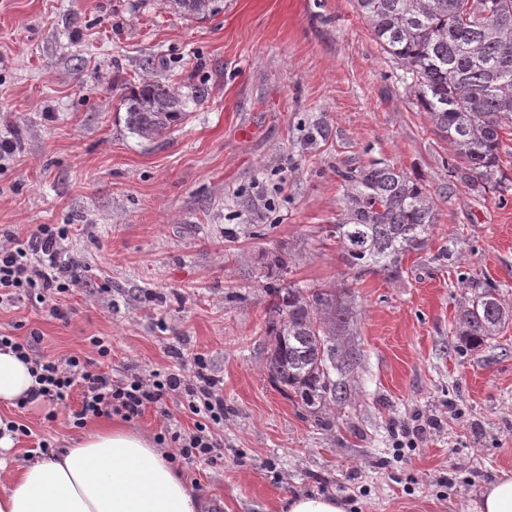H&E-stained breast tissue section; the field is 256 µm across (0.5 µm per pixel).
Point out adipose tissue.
Listing matches in <instances>:
<instances>
[{"instance_id":"obj_1","label":"adipose tissue","mask_w":512,"mask_h":512,"mask_svg":"<svg viewBox=\"0 0 512 512\" xmlns=\"http://www.w3.org/2000/svg\"><path fill=\"white\" fill-rule=\"evenodd\" d=\"M36 382L0 348V406H16ZM8 471L0 512H200V501L166 449L142 431L99 426L70 446Z\"/></svg>"}]
</instances>
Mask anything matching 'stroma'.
<instances>
[{
  "label": "stroma",
  "instance_id": "35a3bbf8",
  "mask_svg": "<svg viewBox=\"0 0 512 512\" xmlns=\"http://www.w3.org/2000/svg\"><path fill=\"white\" fill-rule=\"evenodd\" d=\"M151 67H144V60ZM355 0H224L187 19L164 0H0V240L68 230L81 262L59 304L0 305V332H39L41 356H88L112 342L113 373L148 377L196 361L220 380L224 458L178 459L207 512H280L286 497L330 495L347 512H468L512 471V321L463 350L471 282L512 305V128L503 189L449 184L447 143L397 79ZM147 78L207 90L154 140L128 132L120 87ZM388 162L438 192L425 250L399 279L350 270L323 230L343 196L337 167ZM288 282L345 289L336 341L351 354L349 399L313 414L266 368L268 254ZM180 358H173V351ZM131 425L192 431L177 397ZM9 409L60 448L81 434L66 410Z\"/></svg>",
  "mask_w": 512,
  "mask_h": 512
}]
</instances>
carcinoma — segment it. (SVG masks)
Segmentation results:
<instances>
[{"instance_id":"cac0c4a2","label":"carcinoma","mask_w":512,"mask_h":512,"mask_svg":"<svg viewBox=\"0 0 512 512\" xmlns=\"http://www.w3.org/2000/svg\"><path fill=\"white\" fill-rule=\"evenodd\" d=\"M179 15L202 20L223 0H166ZM376 42L402 71L401 81L448 142L456 164L450 177L479 196L502 188L501 131L512 126V0H356ZM205 90L184 92L157 81L122 88L130 134L147 141L185 120L189 102ZM344 185L336 223L327 238L361 275L399 276L403 257L423 250L437 222L436 194L383 161L336 170ZM475 294L459 311L456 335L479 346L498 335L512 311L491 283L470 284ZM267 366L283 389L311 412L343 405L348 388L336 373L347 353L336 329L348 307L334 289L284 284L267 288Z\"/></svg>"}]
</instances>
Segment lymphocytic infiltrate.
Instances as JSON below:
<instances>
[{"label": "lymphocytic infiltrate", "mask_w": 512, "mask_h": 512, "mask_svg": "<svg viewBox=\"0 0 512 512\" xmlns=\"http://www.w3.org/2000/svg\"><path fill=\"white\" fill-rule=\"evenodd\" d=\"M65 238L64 231L42 224L25 239L9 236L0 242V304L14 301L23 292L40 298L69 292L76 282L75 269L58 261ZM40 341L36 332L22 340L0 333L1 348H11L21 360L34 364L38 387L33 398L55 406L79 393L75 425H83L92 416L114 413L137 418L148 407H163L165 397L174 394L196 418L192 433L175 431L170 436L179 457L194 456L213 463L223 458V445L213 437L211 428L224 421V398L205 365H198L189 378L178 372L161 378L117 377L108 371L94 374L88 371L86 361L76 356L44 358L37 352Z\"/></svg>", "instance_id": "f902f5d3"}]
</instances>
